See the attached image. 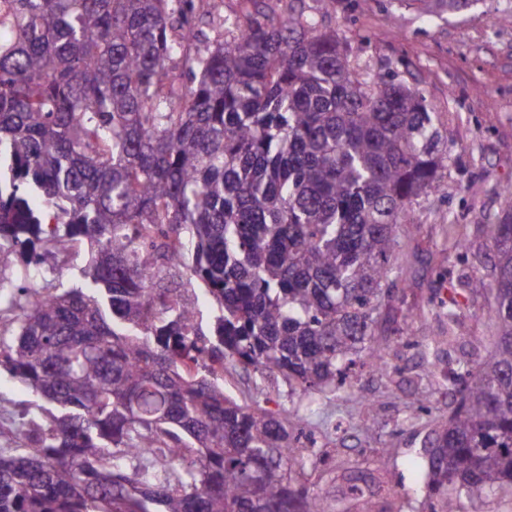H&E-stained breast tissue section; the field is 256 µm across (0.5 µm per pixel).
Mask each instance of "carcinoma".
I'll return each instance as SVG.
<instances>
[{"mask_svg":"<svg viewBox=\"0 0 512 512\" xmlns=\"http://www.w3.org/2000/svg\"><path fill=\"white\" fill-rule=\"evenodd\" d=\"M193 0H0V366L37 403L0 448V512H334L298 453L304 418L224 393L226 366L339 390L384 371L409 208L440 188L423 97L365 76L302 15L233 21L204 52ZM178 58L193 83L165 89ZM489 354L444 378L424 443L429 512L512 494V216L484 225ZM89 261L50 286L47 253ZM213 301L208 319L183 274ZM451 342L464 324L448 304ZM370 471L342 488L378 508Z\"/></svg>","mask_w":512,"mask_h":512,"instance_id":"cac0c4a2","label":"carcinoma"}]
</instances>
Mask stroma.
I'll list each match as a JSON object with an SVG mask.
<instances>
[{
	"label": "stroma",
	"mask_w": 512,
	"mask_h": 512,
	"mask_svg": "<svg viewBox=\"0 0 512 512\" xmlns=\"http://www.w3.org/2000/svg\"><path fill=\"white\" fill-rule=\"evenodd\" d=\"M422 7L421 0H224L215 11L209 0H195V51L209 46L227 18L242 20L254 12L276 20L312 16L318 32L336 34L352 47L361 72L390 76L418 90L436 114L448 148L443 185L410 209L412 233L404 237L395 262L388 372L360 364L344 389L310 396L251 369L224 372V391L238 401H259L273 413L309 406L305 431L316 445L303 454L317 461L315 492L338 512L346 506L339 492L343 474L365 468L377 469L395 485L403 512H420L423 444L431 422L454 406L430 373L425 354L446 334L443 311L455 297L457 277L488 272L493 251L482 226L504 217L500 191L512 185V0H474L463 11L438 7L427 22ZM454 226L469 234L461 261L448 258ZM458 300L469 315L448 354L452 361L474 363L488 353L480 340L488 334L493 300L484 295ZM33 401L26 386L0 367V448L15 445L19 418Z\"/></svg>",
	"instance_id": "obj_1"
}]
</instances>
